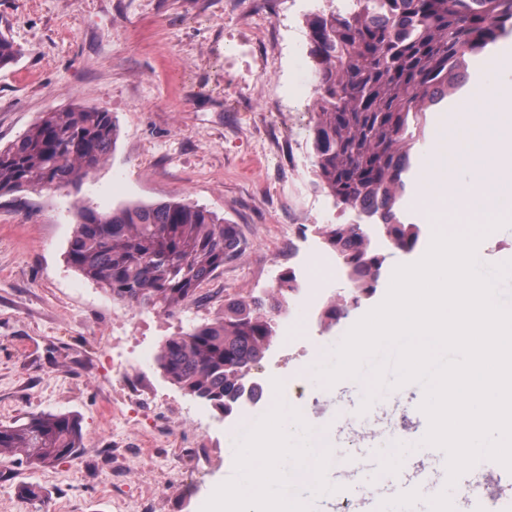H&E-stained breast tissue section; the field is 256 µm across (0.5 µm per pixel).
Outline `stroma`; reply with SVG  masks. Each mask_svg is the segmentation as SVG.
<instances>
[{
    "instance_id": "1",
    "label": "stroma",
    "mask_w": 512,
    "mask_h": 512,
    "mask_svg": "<svg viewBox=\"0 0 512 512\" xmlns=\"http://www.w3.org/2000/svg\"><path fill=\"white\" fill-rule=\"evenodd\" d=\"M329 0H0L19 55L0 69V146L40 113H111L117 139L80 188L0 196V425L76 415V458L0 459V512H213L229 422L140 347L270 295L344 217L312 170L314 87L292 91ZM185 199L237 225L240 256L166 315L113 301L66 259L78 205ZM42 486L45 504L18 496Z\"/></svg>"
}]
</instances>
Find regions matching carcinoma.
Returning a JSON list of instances; mask_svg holds the SVG:
<instances>
[{"mask_svg":"<svg viewBox=\"0 0 512 512\" xmlns=\"http://www.w3.org/2000/svg\"><path fill=\"white\" fill-rule=\"evenodd\" d=\"M308 29L318 78L316 185L359 224L348 233L330 225L329 247L347 257L352 287L375 291L384 262L362 225H382L406 253L418 247L421 228L402 221L401 209L425 112L458 91L469 60L512 37V0H345L313 15ZM17 56L0 32V68ZM115 140L105 110L44 112L0 148V195L77 185L104 163ZM241 251L235 225L182 199L110 213L82 204L67 261L113 300L173 314ZM295 283L290 270L280 276L276 297L229 299L221 315L166 338L159 369L221 415H233L245 397H259L258 382L241 371L270 350L277 333L269 311L287 306ZM84 438L74 415L33 414L23 424L0 426V458L21 455L44 468L76 456Z\"/></svg>","mask_w":512,"mask_h":512,"instance_id":"carcinoma-1","label":"carcinoma"}]
</instances>
